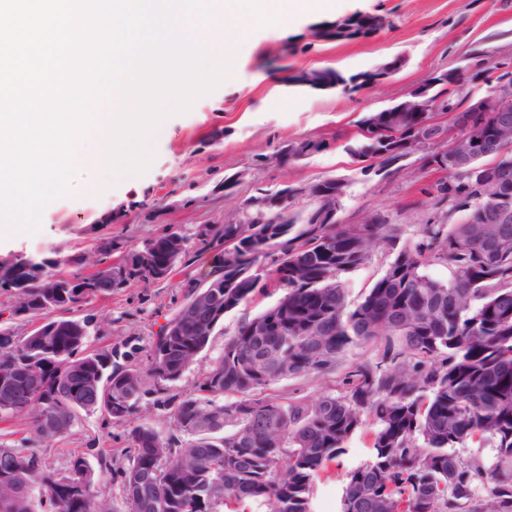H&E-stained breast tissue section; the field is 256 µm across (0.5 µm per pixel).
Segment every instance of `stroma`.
<instances>
[{"label": "stroma", "instance_id": "1", "mask_svg": "<svg viewBox=\"0 0 512 512\" xmlns=\"http://www.w3.org/2000/svg\"><path fill=\"white\" fill-rule=\"evenodd\" d=\"M357 11L386 15L392 24L368 39L310 38L311 26ZM238 55L241 84L220 85L190 112L167 119L152 139L155 156L146 174L124 177L98 197L81 191L53 202L35 234L0 239V257L23 254L61 260L111 237L139 246L169 226L238 221L249 197L286 184L300 189L326 177L351 181L337 214L343 223L356 224L366 213L378 212L399 225L407 239L418 234L421 224L447 222V210L416 205L438 178L421 168L418 156L389 172L364 176L348 148L365 113L398 102L433 74L488 62L512 74V0H331L326 8L310 0L307 9L286 24L256 26ZM397 57L403 64L392 76L355 92L307 94L285 83L297 69L331 67L354 74ZM304 139L324 140L330 147L291 164L271 162L280 148ZM189 274V269L176 267L165 281L120 289L82 312L107 332L110 345L131 337L149 344L180 306L181 284ZM282 295V290H273L226 314L209 346L173 383L172 393L190 392L242 318L273 306ZM125 434V427L106 429L98 415H85L73 435L38 441L34 447L60 472L74 455L85 457L102 477L100 490L116 512H123L121 485L104 480L103 473L126 466ZM371 453L367 431H357L316 480L310 512H340L348 472L368 461Z\"/></svg>", "mask_w": 512, "mask_h": 512}]
</instances>
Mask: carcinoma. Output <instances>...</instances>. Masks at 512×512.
Returning a JSON list of instances; mask_svg holds the SVG:
<instances>
[{"mask_svg":"<svg viewBox=\"0 0 512 512\" xmlns=\"http://www.w3.org/2000/svg\"><path fill=\"white\" fill-rule=\"evenodd\" d=\"M373 18L355 12L335 20L334 41H353ZM493 68L457 67L473 83ZM329 88L366 86L362 74L330 72ZM461 130L497 122L466 158L447 151L448 167L429 191L448 206L446 224H424L401 240L397 224H305L286 202L269 219L288 220L274 243L278 256L250 242L258 269L247 288L225 287L224 252L247 241L245 224L199 225L187 233L170 227L142 247L160 261L178 247L176 264L212 254L204 276L213 306L230 313L268 288H284L279 301L243 320L209 370L184 396L170 393L210 343L217 324L207 307L190 308V323L170 317L147 346L131 337L122 346L89 345L87 318H59L132 282H158L132 262L133 250L105 239L94 265L121 255L112 270L89 273L90 257L76 253L61 263L81 269L67 276L52 263L21 258L3 286L21 288L23 312H6L32 327L22 336L0 330V420L30 416L40 439L71 433L80 415L98 413L106 425L132 421L139 403L154 396L174 433L163 437L143 423L127 431L128 465L110 472L124 494V512H220L246 499L269 512H309L315 478L367 425L373 454L349 472L341 512H512V151L498 163L500 201L477 199L485 159L512 144V112L487 117L456 112ZM414 112L394 123L395 140L419 133ZM325 141L302 140L283 149L294 162L325 151ZM464 218L453 222L458 213ZM245 215L248 220L261 216ZM385 249L392 256L364 296L349 299L345 275ZM439 265L441 281L426 268ZM267 332H252L257 323ZM371 344L374 362L343 364L353 348ZM334 376V385L311 402L264 393L288 378ZM491 448L490 458L458 449ZM97 477L84 457L66 472L49 468L29 448L0 445V512H115L96 491Z\"/></svg>","mask_w":512,"mask_h":512,"instance_id":"obj_1","label":"carcinoma"}]
</instances>
